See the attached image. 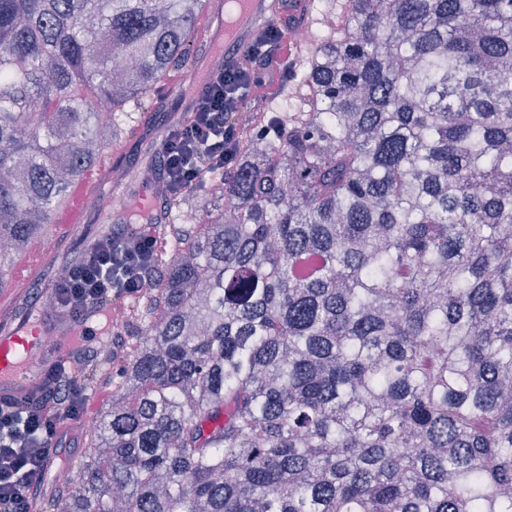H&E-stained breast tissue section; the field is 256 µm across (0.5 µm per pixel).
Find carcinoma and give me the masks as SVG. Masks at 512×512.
<instances>
[{
	"label": "carcinoma",
	"mask_w": 512,
	"mask_h": 512,
	"mask_svg": "<svg viewBox=\"0 0 512 512\" xmlns=\"http://www.w3.org/2000/svg\"><path fill=\"white\" fill-rule=\"evenodd\" d=\"M207 2L0 0V283ZM334 4L206 205L145 216L141 333L42 512H512V0Z\"/></svg>",
	"instance_id": "obj_1"
}]
</instances>
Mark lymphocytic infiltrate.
I'll return each mask as SVG.
<instances>
[{
  "label": "lymphocytic infiltrate",
  "instance_id": "1",
  "mask_svg": "<svg viewBox=\"0 0 512 512\" xmlns=\"http://www.w3.org/2000/svg\"><path fill=\"white\" fill-rule=\"evenodd\" d=\"M288 24L270 28L262 46L253 48L247 65L225 60L214 68L193 97L187 119L173 126L157 151L153 172L173 188L205 191L211 170L235 166L240 134L231 120L243 97H275L284 73L268 68L284 54ZM153 237L114 225L109 236L87 248L79 263L55 277L53 296L59 312L74 316L86 307L105 306L140 292V270L150 261ZM91 396L61 362L45 371L37 397L17 399L0 394V512H31L29 492L42 480L58 455V430L69 421L90 416Z\"/></svg>",
  "mask_w": 512,
  "mask_h": 512
}]
</instances>
